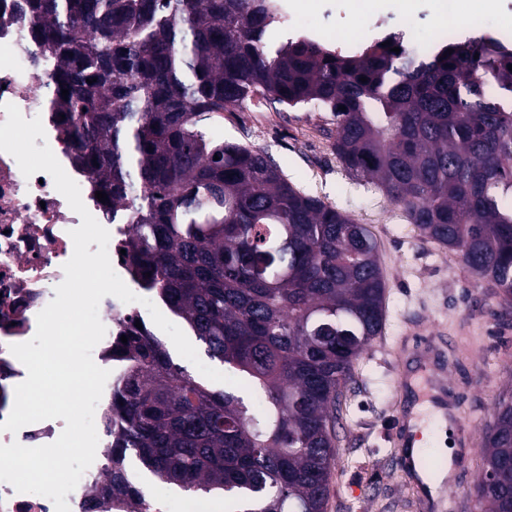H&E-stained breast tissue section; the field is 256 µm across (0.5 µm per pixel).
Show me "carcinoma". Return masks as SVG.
I'll return each mask as SVG.
<instances>
[{
  "label": "carcinoma",
  "mask_w": 512,
  "mask_h": 512,
  "mask_svg": "<svg viewBox=\"0 0 512 512\" xmlns=\"http://www.w3.org/2000/svg\"><path fill=\"white\" fill-rule=\"evenodd\" d=\"M17 18L50 67L74 162L134 226L138 282L244 381L195 379L127 325L112 502L152 512L138 467L235 512H326L336 413L386 322L377 241L208 126L258 96L321 106L345 169L511 300L512 45L469 38L428 58L396 36L353 54L275 46L274 0H18ZM480 447L476 500L512 512V396Z\"/></svg>",
  "instance_id": "carcinoma-1"
}]
</instances>
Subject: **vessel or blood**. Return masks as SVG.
I'll return each mask as SVG.
<instances>
[{
    "instance_id": "b4317fda",
    "label": "vessel or blood",
    "mask_w": 512,
    "mask_h": 512,
    "mask_svg": "<svg viewBox=\"0 0 512 512\" xmlns=\"http://www.w3.org/2000/svg\"><path fill=\"white\" fill-rule=\"evenodd\" d=\"M404 341L412 345L416 355L413 366L406 369L398 378L400 397L415 399L416 382L424 380L432 409L441 412L449 431L460 446H470L474 422L463 413L460 400L448 397V353L442 333L411 323L406 328ZM415 425L416 417L413 411H401L396 414L390 431V441L398 471L413 486L420 512H452L453 502L448 496L447 487L431 490L421 476V466L415 447Z\"/></svg>"
}]
</instances>
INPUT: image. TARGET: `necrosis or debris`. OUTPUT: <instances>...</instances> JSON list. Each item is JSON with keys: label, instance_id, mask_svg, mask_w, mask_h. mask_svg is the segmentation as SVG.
<instances>
[{"label": "necrosis or debris", "instance_id": "necrosis-or-debris-1", "mask_svg": "<svg viewBox=\"0 0 512 512\" xmlns=\"http://www.w3.org/2000/svg\"><path fill=\"white\" fill-rule=\"evenodd\" d=\"M35 48L27 30L16 18V0H0V123L5 122L4 104L18 107L25 118H41L46 136L36 146L47 145L65 172L78 184L87 210L108 230V255L113 269L137 299L125 303L113 296L99 304V317L106 328L92 358L118 379L121 362L115 358L122 342L121 323L153 320L141 300L145 288L134 280L120 248L132 226L124 213L106 214L95 198L92 175L74 166L69 136L49 107L47 73L34 61ZM81 224L51 176L24 177L16 160L0 152V422L9 416L15 388L27 376L24 365L11 353V345L33 338L38 313L55 299V288L64 279L63 266L73 254L70 230ZM113 387L105 385L96 407L98 434L96 457L66 500L70 512H101L99 489L108 479L112 435L103 423L112 402Z\"/></svg>", "mask_w": 512, "mask_h": 512}]
</instances>
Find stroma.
<instances>
[{
	"mask_svg": "<svg viewBox=\"0 0 512 512\" xmlns=\"http://www.w3.org/2000/svg\"><path fill=\"white\" fill-rule=\"evenodd\" d=\"M301 2L285 0L274 39L353 23V0H314L310 9ZM437 9L438 0H377L365 13L362 32L372 41L409 23L424 40L439 27ZM335 128L332 113L321 108L276 106L261 98L212 125L225 140L265 149L294 186L345 211L376 237L387 285L386 329L352 372L336 430L338 454L326 512H413L410 494L389 462L387 436L400 366L395 341L412 320L447 329L456 348L448 379L464 390L478 439L494 424L502 395L512 392V308L490 285H477L462 260L423 238L376 186L347 172L333 153ZM481 467L479 448L456 454L450 489L456 512H478L474 484Z\"/></svg>",
	"mask_w": 512,
	"mask_h": 512,
	"instance_id": "obj_1",
	"label": "stroma"
}]
</instances>
